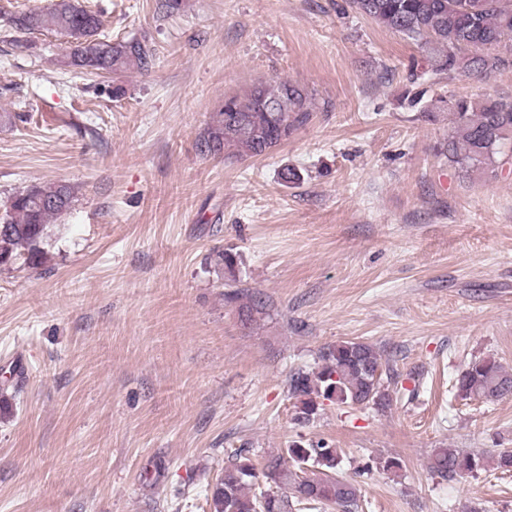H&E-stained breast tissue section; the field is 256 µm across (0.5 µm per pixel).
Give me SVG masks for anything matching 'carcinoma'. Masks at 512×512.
Returning a JSON list of instances; mask_svg holds the SVG:
<instances>
[{
	"instance_id": "obj_1",
	"label": "carcinoma",
	"mask_w": 512,
	"mask_h": 512,
	"mask_svg": "<svg viewBox=\"0 0 512 512\" xmlns=\"http://www.w3.org/2000/svg\"><path fill=\"white\" fill-rule=\"evenodd\" d=\"M350 5L409 40H428L437 72L460 71L489 81L512 70V0H350ZM12 24L19 33L61 35L71 64L87 72L146 71L153 61L152 49L137 39H105L102 11L81 0H51L46 7L14 15ZM448 109L454 116L448 160L466 175L503 169L512 151V97H451ZM313 112L312 95L290 80L256 84L224 99L199 147L214 156H261L307 125ZM74 202V188L63 183L16 192L0 215V268L21 259L33 267L44 264L47 227ZM224 301L237 305L245 326L268 315V303L258 292L230 284ZM320 358L319 370L290 376L298 424H310L322 400L346 407L387 405L383 377H391L390 366L373 345L338 341L324 347ZM454 388L463 401L494 404L512 395V369L494 357H479L458 374ZM492 461L495 470L512 473V448L500 449ZM339 463L338 449L323 441H294L286 455L273 456L264 466L263 477L275 490L257 492L251 450L235 448L224 475L212 486V512H317L331 504L351 512L359 507L360 495L354 483L332 476ZM484 467L480 454L455 448H437L429 461L430 470L445 480L474 477Z\"/></svg>"
}]
</instances>
